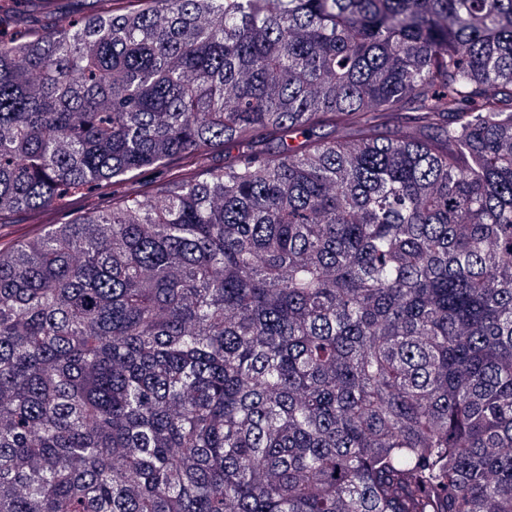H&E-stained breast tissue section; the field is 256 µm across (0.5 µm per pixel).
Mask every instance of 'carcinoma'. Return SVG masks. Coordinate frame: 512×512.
I'll return each instance as SVG.
<instances>
[{
    "instance_id": "obj_1",
    "label": "carcinoma",
    "mask_w": 512,
    "mask_h": 512,
    "mask_svg": "<svg viewBox=\"0 0 512 512\" xmlns=\"http://www.w3.org/2000/svg\"><path fill=\"white\" fill-rule=\"evenodd\" d=\"M149 2L0 44V213L224 146L0 252V512H512V0Z\"/></svg>"
}]
</instances>
